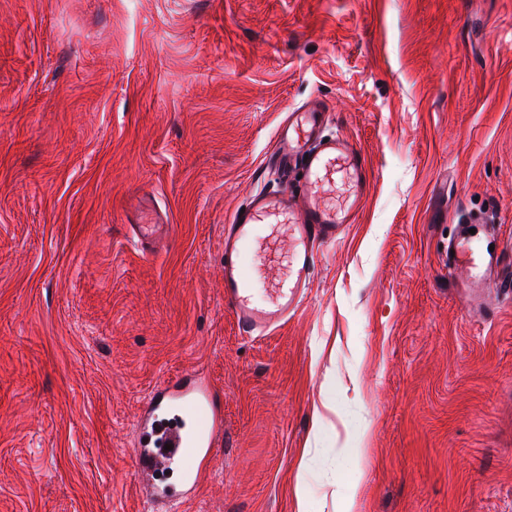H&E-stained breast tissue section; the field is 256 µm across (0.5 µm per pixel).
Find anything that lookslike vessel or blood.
Masks as SVG:
<instances>
[{
	"label": "vessel or blood",
	"instance_id": "b4317fda",
	"mask_svg": "<svg viewBox=\"0 0 512 512\" xmlns=\"http://www.w3.org/2000/svg\"><path fill=\"white\" fill-rule=\"evenodd\" d=\"M329 120L327 105L319 98L288 112L267 156L276 184L251 193L224 227V301L245 333H270L299 310L319 248L340 238L361 209L369 185L366 158L356 145L329 133ZM340 173L347 179L348 193L337 206L326 194ZM129 231L146 251L169 237L164 217L146 203ZM274 236L289 241L288 276L261 298L241 257L245 250L267 246ZM440 262L455 287L468 294L474 316L486 315L487 295L512 302V250L497 245L495 227L483 217L466 215L454 224ZM223 427L222 399L200 374L185 375L149 395L136 425V463L158 512L194 493ZM186 454L198 464L182 483L156 485L157 470Z\"/></svg>",
	"mask_w": 512,
	"mask_h": 512
}]
</instances>
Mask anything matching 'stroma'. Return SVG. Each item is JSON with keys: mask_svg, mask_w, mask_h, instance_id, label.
I'll use <instances>...</instances> for the list:
<instances>
[{"mask_svg": "<svg viewBox=\"0 0 512 512\" xmlns=\"http://www.w3.org/2000/svg\"><path fill=\"white\" fill-rule=\"evenodd\" d=\"M312 96L368 195L250 338L224 225ZM468 212L512 246V0H0V512H153L136 420L194 368L224 431L169 512H512V304L473 322L438 256ZM137 224H128V229L143 250L151 251L169 237V224L149 204L143 203L137 211Z\"/></svg>", "mask_w": 512, "mask_h": 512, "instance_id": "35a3bbf8", "label": "stroma"}]
</instances>
